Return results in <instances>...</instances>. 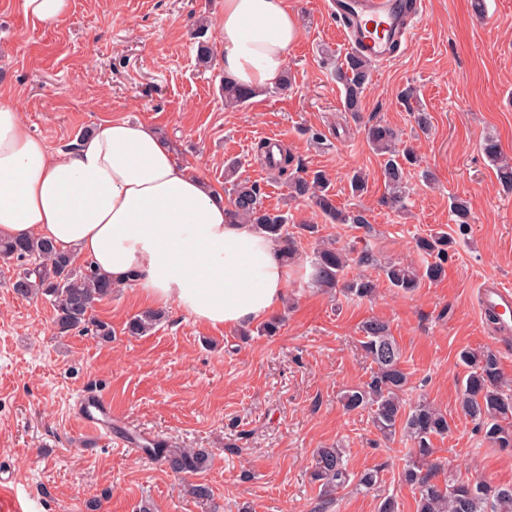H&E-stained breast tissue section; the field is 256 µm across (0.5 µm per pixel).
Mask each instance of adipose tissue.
<instances>
[{
  "mask_svg": "<svg viewBox=\"0 0 512 512\" xmlns=\"http://www.w3.org/2000/svg\"><path fill=\"white\" fill-rule=\"evenodd\" d=\"M224 69L253 87L278 82L299 36L285 0H224ZM223 195L190 175L154 129L107 121L51 152L17 104L0 101V237L36 238L89 260L117 285L233 329L282 305L288 269L277 245L231 223Z\"/></svg>",
  "mask_w": 512,
  "mask_h": 512,
  "instance_id": "1",
  "label": "adipose tissue"
}]
</instances>
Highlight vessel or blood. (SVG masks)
<instances>
[{
	"mask_svg": "<svg viewBox=\"0 0 512 512\" xmlns=\"http://www.w3.org/2000/svg\"><path fill=\"white\" fill-rule=\"evenodd\" d=\"M334 7L345 41L377 62L393 57V49L407 34L411 16L419 14L421 0H336ZM478 310L482 318L494 321L500 337L512 335V286L495 279L479 287ZM80 421L94 434L128 446L129 430L113 426L115 414L111 401L102 394L82 395L75 401ZM0 501L8 503L11 512H28L26 500L16 491L14 475L0 476Z\"/></svg>",
	"mask_w": 512,
	"mask_h": 512,
	"instance_id": "obj_1",
	"label": "vessel or blood"
}]
</instances>
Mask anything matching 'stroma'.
Wrapping results in <instances>:
<instances>
[{
    "label": "stroma",
    "instance_id": "stroma-1",
    "mask_svg": "<svg viewBox=\"0 0 512 512\" xmlns=\"http://www.w3.org/2000/svg\"><path fill=\"white\" fill-rule=\"evenodd\" d=\"M329 2L287 0L299 29L288 89L266 87L228 109L217 31L224 0H72L50 27L32 26L13 0H0V97L19 99L24 122L51 151L72 149L105 121L145 123L191 175L225 193L224 166L239 162L265 206L287 208L291 224L319 227L297 237L299 259L288 268L272 336L257 323L212 327L173 305L153 333L128 335L127 320L146 308L133 283L94 307L111 324V341L61 334L50 303L17 296L16 265L0 262V467L13 470L30 512H93V500L94 512H139L145 500L156 512H315L322 497L310 474L322 447L342 449L351 471L381 476L367 493L337 490L327 512H377L388 495L399 512H415L416 492L399 480L409 443L383 440L368 412L342 406L343 393L370 377L360 327L372 318L389 325L399 347L405 402L426 401L448 418V435L433 440V482L512 484V456L492 448L460 410L458 362L464 348L497 350L512 381V353L499 349L476 304L483 280L512 284V191L480 151L493 137L512 158V0H422L406 42L390 62L374 63L357 119L344 112L334 77L350 46ZM201 43L213 51L205 66L196 60ZM420 109L431 117L425 132L415 121ZM377 121L418 155L402 213L382 203L381 158L364 134ZM266 142L305 172L326 173L336 206L364 211L368 226L332 224L311 201L286 202L287 176L258 152ZM355 169L368 180L359 197L348 183ZM425 169L434 183L422 179ZM453 196L472 205L466 229L453 221ZM439 229L454 237L455 254L441 280L414 294L389 288L376 266L347 269L377 283L363 300L315 288L304 275L324 241L422 265L415 240ZM90 390L111 395L116 425L140 442L212 450L211 467L194 477L210 487L208 505L143 451L88 445L73 406Z\"/></svg>",
    "mask_w": 512,
    "mask_h": 512
}]
</instances>
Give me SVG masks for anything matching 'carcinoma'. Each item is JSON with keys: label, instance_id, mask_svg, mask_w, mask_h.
I'll return each mask as SVG.
<instances>
[{"label": "carcinoma", "instance_id": "carcinoma-1", "mask_svg": "<svg viewBox=\"0 0 512 512\" xmlns=\"http://www.w3.org/2000/svg\"><path fill=\"white\" fill-rule=\"evenodd\" d=\"M371 70L372 62L355 49L336 64V83L343 89V111L354 115L361 112ZM223 92L225 104L239 107L256 97L259 90L226 79ZM365 134L367 143L383 158L381 174L386 188L383 203L401 211L406 207L407 171L418 164V158L412 148L398 147L395 131L385 124H370ZM481 150L494 167L498 181L512 188V161L504 158L499 141L488 137ZM224 178L231 184L232 191L229 218L239 224L254 225L278 245L283 261L291 260L297 252V240L289 232L288 213L266 207L259 188L240 179L236 168L225 170ZM288 196L312 201L332 224H369L362 211H346L336 206L330 181L322 173L308 175L300 168L295 169L288 178ZM451 211L454 222L460 227L474 221L470 202L461 197L453 199ZM453 245L454 238L444 231L417 238L415 246L425 257V264L420 268L392 262L384 264L389 286L401 293L413 294L424 281L440 280L445 275ZM0 258L22 263L23 268L12 282L15 294L47 298L54 307L59 333L89 332L104 340L112 337V327L94 319L92 311L97 302L112 296L115 285L92 265L78 266L73 255L57 250L51 242L28 238L0 240ZM352 261L363 266L378 264V259L367 249L352 259L349 253L333 245L319 248L309 274L312 284L330 291L339 289L357 299L372 297L377 288L373 280L347 278V268ZM164 318L161 310H145L127 322L125 333L144 336ZM361 332V348L375 369L364 386L345 392L343 406L349 411L369 410L373 426L384 438L390 440L399 432L410 442L400 479L417 491V512H512V485L456 482L441 486L432 481V441L448 434V419L425 401L409 407L403 403L400 394L407 384V376L401 368L400 350L388 324L368 319L361 325ZM459 360L466 368L460 400L463 415L483 432L492 446L512 448V390L506 387L497 354L491 349H463ZM146 452L158 458L177 478L200 473L212 462L211 453L205 449L158 443ZM311 477L322 483L325 502L330 503L336 491L351 482L359 489H374L379 482V471L367 469L355 474L348 470L341 450L329 447L316 449Z\"/></svg>", "mask_w": 512, "mask_h": 512}]
</instances>
